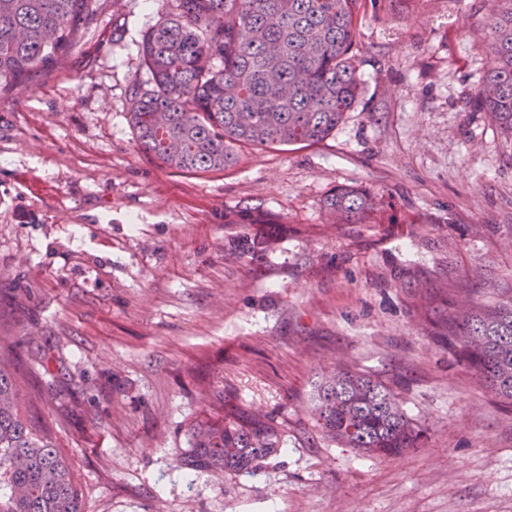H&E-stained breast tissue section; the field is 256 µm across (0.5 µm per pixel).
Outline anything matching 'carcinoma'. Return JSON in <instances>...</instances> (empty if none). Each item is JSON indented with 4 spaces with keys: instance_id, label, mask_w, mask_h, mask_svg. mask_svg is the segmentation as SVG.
Masks as SVG:
<instances>
[{
    "instance_id": "1",
    "label": "carcinoma",
    "mask_w": 512,
    "mask_h": 512,
    "mask_svg": "<svg viewBox=\"0 0 512 512\" xmlns=\"http://www.w3.org/2000/svg\"><path fill=\"white\" fill-rule=\"evenodd\" d=\"M175 4L142 34L147 84L136 82L128 120L138 146L185 173L222 172L238 149L312 146L356 104L358 22L366 0H162ZM491 66L470 104L512 143V0H490ZM98 0H0V93L32 85L75 49ZM380 204L366 188L338 187L324 202L339 224H368ZM436 327L458 362L512 406V287L476 303L456 288ZM23 373L0 357V512H83L50 432L27 419ZM313 418L330 438L387 456L421 447L426 432L391 389L370 375L334 370L316 390ZM183 464L255 472L280 451L257 417L206 416L189 430Z\"/></svg>"
}]
</instances>
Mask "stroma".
Wrapping results in <instances>:
<instances>
[{
  "mask_svg": "<svg viewBox=\"0 0 512 512\" xmlns=\"http://www.w3.org/2000/svg\"><path fill=\"white\" fill-rule=\"evenodd\" d=\"M487 0H378L360 26L359 102L314 146L241 149L180 173L128 122L155 0H100L79 46L0 94V346L83 512H512V408L433 335L443 287L512 280V145L468 101ZM339 186L382 197L332 224ZM256 204L267 224L241 219ZM335 367L387 384L423 447L373 457L327 437ZM272 419L261 470L192 472L187 431Z\"/></svg>",
  "mask_w": 512,
  "mask_h": 512,
  "instance_id": "stroma-1",
  "label": "stroma"
}]
</instances>
